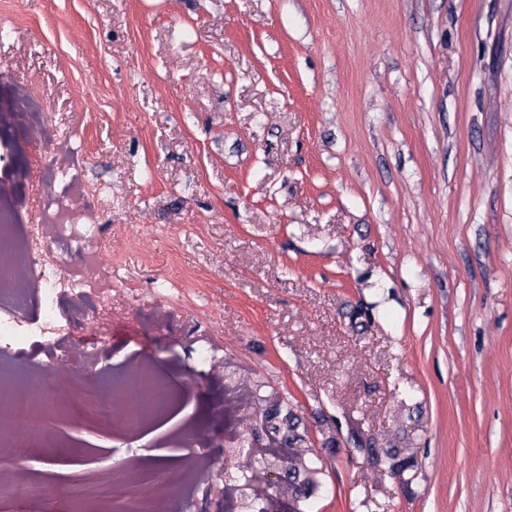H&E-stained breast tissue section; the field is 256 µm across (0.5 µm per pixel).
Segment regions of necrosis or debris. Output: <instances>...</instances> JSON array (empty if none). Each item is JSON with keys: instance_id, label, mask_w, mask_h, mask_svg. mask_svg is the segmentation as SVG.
Segmentation results:
<instances>
[{"instance_id": "1", "label": "necrosis or debris", "mask_w": 512, "mask_h": 512, "mask_svg": "<svg viewBox=\"0 0 512 512\" xmlns=\"http://www.w3.org/2000/svg\"><path fill=\"white\" fill-rule=\"evenodd\" d=\"M68 171L57 157H41L30 193L0 195V356L38 348L47 363L81 369L57 373L0 370V447L8 451L57 448L56 422H92L125 436L165 420L181 398L147 360L134 357L105 385L89 380L98 347L87 336L102 316L139 308L154 295L125 287L122 259H104L96 224L83 223L70 197ZM20 512L64 498L71 512H186L182 482L156 473L136 480L98 477L49 487L39 473L0 478Z\"/></svg>"}]
</instances>
